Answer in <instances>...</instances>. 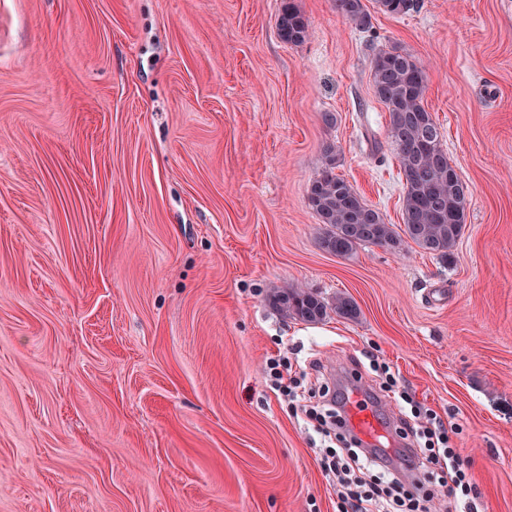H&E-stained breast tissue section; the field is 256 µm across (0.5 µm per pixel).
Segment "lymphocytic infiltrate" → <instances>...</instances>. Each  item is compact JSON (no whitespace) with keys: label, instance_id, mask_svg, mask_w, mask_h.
<instances>
[{"label":"lymphocytic infiltrate","instance_id":"obj_1","mask_svg":"<svg viewBox=\"0 0 512 512\" xmlns=\"http://www.w3.org/2000/svg\"><path fill=\"white\" fill-rule=\"evenodd\" d=\"M269 375L276 390L290 399L292 411L317 419L324 435L335 436L345 452L328 448L322 467L336 490V512H429L428 502L441 494L460 496L474 506L477 486L462 466L450 444L448 430L435 413L413 409L412 421L404 422L400 435L424 440L420 450L411 451L403 466H396L383 448H368L343 429L344 403L331 398L324 404H300L283 383L278 363H270Z\"/></svg>","mask_w":512,"mask_h":512}]
</instances>
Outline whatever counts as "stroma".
Here are the masks:
<instances>
[{
  "mask_svg": "<svg viewBox=\"0 0 512 512\" xmlns=\"http://www.w3.org/2000/svg\"><path fill=\"white\" fill-rule=\"evenodd\" d=\"M0 0V512H336L264 372L340 386L367 358L454 429L478 512H512V0ZM427 74L466 186L448 259L323 251L336 173L402 226L376 51ZM358 315L283 317L274 289ZM310 23L295 0H282L277 18V31L288 44L303 42L309 35ZM336 11L355 29L364 30L371 25V13L364 0H335Z\"/></svg>",
  "mask_w": 512,
  "mask_h": 512,
  "instance_id": "35a3bbf8",
  "label": "stroma"
}]
</instances>
